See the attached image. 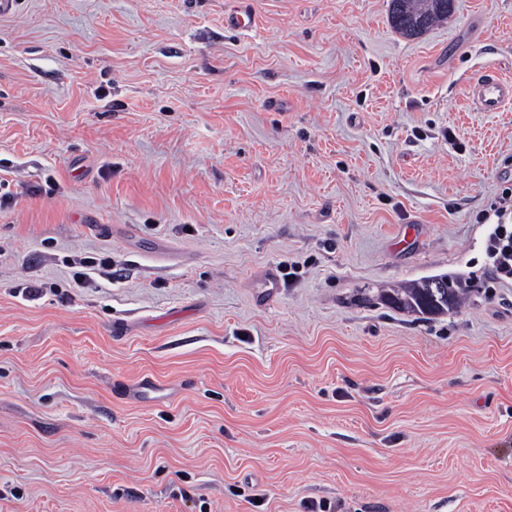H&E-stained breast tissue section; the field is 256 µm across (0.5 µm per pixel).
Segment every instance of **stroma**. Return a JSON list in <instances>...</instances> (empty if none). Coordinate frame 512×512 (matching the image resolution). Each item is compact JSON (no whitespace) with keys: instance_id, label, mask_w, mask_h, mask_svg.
I'll return each mask as SVG.
<instances>
[{"instance_id":"obj_1","label":"stroma","mask_w":512,"mask_h":512,"mask_svg":"<svg viewBox=\"0 0 512 512\" xmlns=\"http://www.w3.org/2000/svg\"><path fill=\"white\" fill-rule=\"evenodd\" d=\"M253 2L0 17V512H512V106L462 92L512 78V0L418 38L389 0ZM440 274L471 304L375 298ZM224 22L228 27L241 31H248L254 26V15L250 0H235L234 5L224 16ZM464 94L479 112H499L512 104V79H506L495 71L467 81ZM495 246L491 249L492 257L499 269L512 276V231L508 232L504 225L497 228L493 238ZM427 279L412 281L398 288H389L379 292L378 296L385 303L401 311L418 316H435L448 314L449 311L457 307L472 289V285H467L465 282L463 285L461 281L456 288H453L448 303L436 306L428 301ZM165 388L160 384L143 382L125 391L127 399L135 402L157 403L165 399Z\"/></svg>"}]
</instances>
